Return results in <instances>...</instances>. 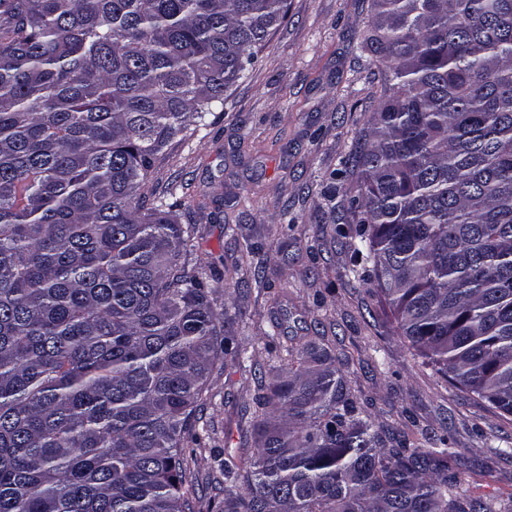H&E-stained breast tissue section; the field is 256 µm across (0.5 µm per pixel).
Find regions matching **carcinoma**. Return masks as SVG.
<instances>
[{
	"label": "carcinoma",
	"instance_id": "cac0c4a2",
	"mask_svg": "<svg viewBox=\"0 0 512 512\" xmlns=\"http://www.w3.org/2000/svg\"><path fill=\"white\" fill-rule=\"evenodd\" d=\"M384 66L345 164L355 261L400 336L512 417V0H371ZM288 0H0V512H184L180 456L224 334L141 194ZM224 512H502L399 447L325 347L286 348Z\"/></svg>",
	"mask_w": 512,
	"mask_h": 512
}]
</instances>
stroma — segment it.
I'll return each mask as SVG.
<instances>
[{
  "mask_svg": "<svg viewBox=\"0 0 512 512\" xmlns=\"http://www.w3.org/2000/svg\"><path fill=\"white\" fill-rule=\"evenodd\" d=\"M286 22L191 135L154 164L148 201L188 228L224 330L244 364L219 359L181 461L188 512L230 490L226 453L252 446L258 402L308 341L347 361L361 410L387 434L447 437L449 476L472 497L512 500V417L466 397L423 365L337 229L356 176L337 177L377 105L382 66L365 49L371 0H288ZM258 245L256 254L242 249Z\"/></svg>",
  "mask_w": 512,
  "mask_h": 512,
  "instance_id": "obj_1",
  "label": "stroma"
}]
</instances>
